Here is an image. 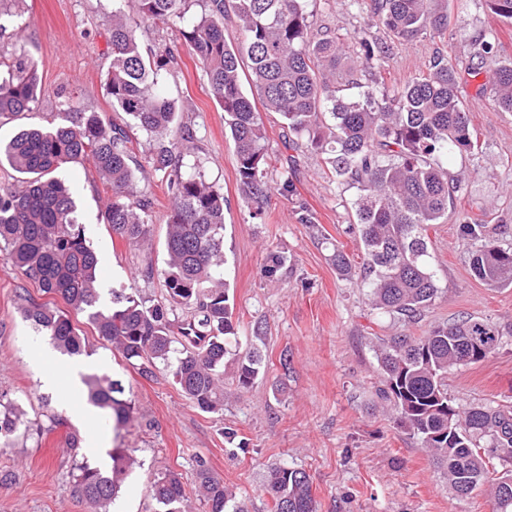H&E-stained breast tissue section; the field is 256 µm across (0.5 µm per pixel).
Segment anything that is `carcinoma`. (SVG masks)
I'll use <instances>...</instances> for the list:
<instances>
[{"label": "carcinoma", "instance_id": "obj_1", "mask_svg": "<svg viewBox=\"0 0 512 512\" xmlns=\"http://www.w3.org/2000/svg\"><path fill=\"white\" fill-rule=\"evenodd\" d=\"M187 0H139L136 17L115 7L106 20L111 61L105 89L115 112L129 119L107 125L97 112L73 101L51 128H22L0 141V165L21 176L18 186L0 187V248L12 264L47 293L87 316L99 336L149 378L161 367L200 411L224 409V359L239 346L234 304L221 277L224 266V191L202 175L183 169L194 149L193 133L178 122L179 106L159 86L162 73L179 65L170 46L143 48L141 25H179L180 39L191 46L224 112L245 199L257 204L270 190L264 153L265 127L246 92L249 85L265 111L279 116L294 139L326 156L334 175L358 189L354 202L363 257L351 263L339 247L329 259L336 272L365 291L371 305L397 321L420 319L441 293L437 260L428 230L448 216L463 175L448 171V159L473 152L467 108L454 69L436 58L427 72L397 88L393 95L367 91L359 98L339 95L357 72H379L390 45L361 38L362 56L344 51L335 30L318 31L308 20L309 0H204V12L186 16ZM451 0H368L373 25L397 42L444 37ZM489 10L512 21V0H486ZM233 15L236 36L224 33V17ZM480 66L496 87L495 106L512 112V65L497 63L491 43L474 40ZM42 84L33 55L21 45L0 63V115L33 111ZM150 136L148 166L167 185L170 204L165 221L166 287L163 302L141 297L135 289H114L102 302L99 257L76 218L69 185L57 176L63 166L89 158L98 178L110 185L105 223L128 245L151 241L153 200L138 187L133 165L134 131ZM475 245L470 269L490 288L512 286V241L504 224H461ZM185 316L176 317V311ZM22 317L51 344L70 356L89 355L69 315L44 305L22 308ZM512 324L499 326L478 317L433 327L426 335L393 336L377 356L381 393L390 402L397 425L420 440L443 468L459 497L487 488L493 512H512V470L491 481L481 448H493L512 464V403L461 409L448 399V371L494 354ZM237 382L248 390L264 369L255 346L235 353ZM88 402L103 411L112 427L133 421L131 400L118 380L96 371L81 374ZM27 430L12 405L0 410V447L7 448ZM107 468L76 466L77 488L94 512H111L136 459L127 448L108 452ZM266 492L273 512H317L310 475L279 467ZM197 499L207 512H245L236 494L201 463ZM154 512H191L178 473L166 471L152 482Z\"/></svg>", "mask_w": 512, "mask_h": 512}]
</instances>
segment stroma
<instances>
[{
    "mask_svg": "<svg viewBox=\"0 0 512 512\" xmlns=\"http://www.w3.org/2000/svg\"><path fill=\"white\" fill-rule=\"evenodd\" d=\"M112 0H0V57L9 58L17 40L34 55L44 90L38 107L0 117V138L24 125L49 126L70 100L100 113L105 122L124 123L105 91L110 62L105 18ZM313 28L329 26L349 37L359 52L358 33L367 30L361 0H309ZM450 35L393 45L385 72L363 77L362 85L390 94L444 54L457 72L460 96L480 149L456 155L450 172L465 180L444 223L429 231L438 261L441 295L419 323L406 325L372 309L363 290L340 277L329 247L343 246L359 262L362 246L349 234L355 187L338 180L323 159L306 149L290 150L278 115L264 113L265 153L272 191L261 217L244 202L230 136L193 50L180 44L177 26L142 27V44L180 47L175 73L162 74L165 94L183 104L184 125L195 134L186 167L224 188V270L238 322L241 346L258 343L265 371L247 392L235 380L237 366L224 361V410L201 412L160 370L139 375L98 336L81 314L72 321L84 336L88 355L69 358L34 335L21 316L35 302L63 308L37 282L15 268L0 251V395L21 410L30 425L12 447L0 448V512H92L75 485L76 464L106 461L115 446L132 449L138 464L126 480L116 512H152L155 475L179 473L187 494L196 490L198 462L244 501L248 512H270L264 492L277 467L305 470L311 477L317 512H492L487 493L455 496L419 440L394 420L380 396L375 346L399 335L422 336L434 325L474 316L512 322V288H491L474 278L472 242L462 221L512 228V113L496 111L491 84L474 75L471 39L483 37L498 59L512 62V23L490 12L485 0H459ZM79 220L99 255L103 290L134 288L160 298L164 283L165 214L169 196L158 176L140 183L153 198L152 244L133 248L112 235L103 220L108 184L87 163L64 168ZM290 181L292 192L281 189ZM310 214L311 223L300 221ZM284 256L272 276L262 268L267 252ZM263 341L254 338L255 326ZM95 370L118 380L134 403L133 422L122 431L90 406L73 373ZM57 389L43 386L45 374ZM448 396L460 408L512 403V336L489 358L448 373Z\"/></svg>",
    "mask_w": 512,
    "mask_h": 512,
    "instance_id": "1",
    "label": "stroma"
}]
</instances>
